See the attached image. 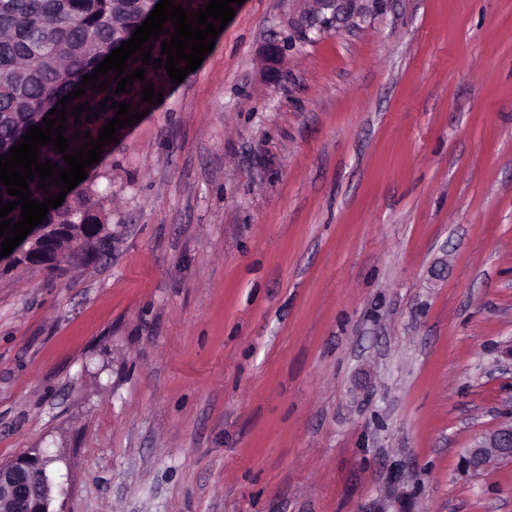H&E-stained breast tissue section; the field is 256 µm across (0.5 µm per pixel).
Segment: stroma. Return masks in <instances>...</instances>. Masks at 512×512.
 I'll list each match as a JSON object with an SVG mask.
<instances>
[{"instance_id": "35a3bbf8", "label": "stroma", "mask_w": 512, "mask_h": 512, "mask_svg": "<svg viewBox=\"0 0 512 512\" xmlns=\"http://www.w3.org/2000/svg\"><path fill=\"white\" fill-rule=\"evenodd\" d=\"M0 276V463L55 512H512V0H244ZM72 190L63 203L47 213L40 224H59L52 231L39 235L30 232L24 238L30 242L25 246L23 258L5 262L1 275L16 269L19 265H42L55 262L62 256L66 262L88 260L95 253L104 251L112 235L105 228L101 203L92 197L90 191L68 201ZM512 458V421L485 435L469 448L465 465L473 471L484 470L499 460ZM47 455L35 453L0 464V512H55Z\"/></svg>"}]
</instances>
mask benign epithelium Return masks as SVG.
<instances>
[{
    "mask_svg": "<svg viewBox=\"0 0 512 512\" xmlns=\"http://www.w3.org/2000/svg\"><path fill=\"white\" fill-rule=\"evenodd\" d=\"M512 458V422L485 435L467 452L465 465L478 471ZM54 482L47 455L35 453L0 464V512H55Z\"/></svg>",
    "mask_w": 512,
    "mask_h": 512,
    "instance_id": "obj_1",
    "label": "benign epithelium"
}]
</instances>
